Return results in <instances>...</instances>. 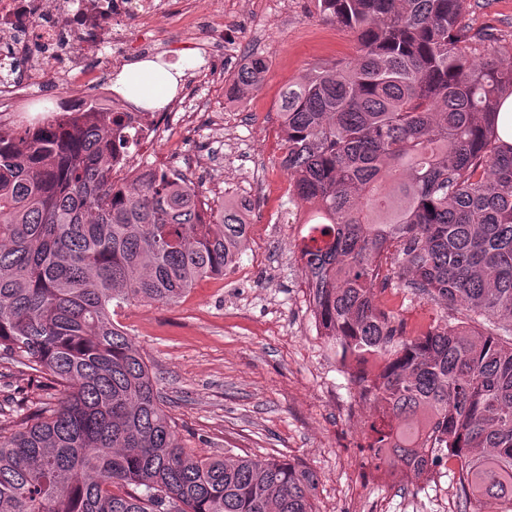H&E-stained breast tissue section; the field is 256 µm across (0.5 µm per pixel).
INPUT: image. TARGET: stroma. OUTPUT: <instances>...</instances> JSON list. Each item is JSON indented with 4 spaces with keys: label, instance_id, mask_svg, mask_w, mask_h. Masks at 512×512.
<instances>
[{
    "label": "stroma",
    "instance_id": "35a3bbf8",
    "mask_svg": "<svg viewBox=\"0 0 512 512\" xmlns=\"http://www.w3.org/2000/svg\"><path fill=\"white\" fill-rule=\"evenodd\" d=\"M236 8L246 20L225 23L223 44L200 42L175 19L145 40L172 62L205 50L236 70L263 56L262 84L242 94L225 90L221 129L204 122L130 148L116 178L130 181L149 163L180 170L209 204L249 202L246 249L231 273L199 280L180 303L133 302L115 320L156 374L187 451L229 449L306 464L319 477L316 512H475L447 471L433 472L423 486L379 479L354 428L367 412L310 305L301 227L293 222L301 206L288 199L281 165V93L312 67L354 58L357 41L324 20L313 0H288L284 10L277 0H236ZM463 21L471 35L491 30L512 40V0H467ZM231 177L241 187L229 193ZM380 298L410 333L458 316L393 283Z\"/></svg>",
    "mask_w": 512,
    "mask_h": 512
}]
</instances>
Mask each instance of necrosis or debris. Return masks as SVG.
Returning <instances> with one entry per match:
<instances>
[{"label": "necrosis or debris", "instance_id": "necrosis-or-debris-1", "mask_svg": "<svg viewBox=\"0 0 512 512\" xmlns=\"http://www.w3.org/2000/svg\"><path fill=\"white\" fill-rule=\"evenodd\" d=\"M130 18L150 30L161 16L153 0H0V46L31 62L29 69L0 77V112L33 98L79 106L68 85L78 78L93 84L110 81L113 60L126 56L133 39L126 25ZM48 60L58 61L57 70L45 71ZM221 80L218 66L201 67L199 76L185 84L167 122L183 128L200 107L223 111V99L203 95Z\"/></svg>", "mask_w": 512, "mask_h": 512}]
</instances>
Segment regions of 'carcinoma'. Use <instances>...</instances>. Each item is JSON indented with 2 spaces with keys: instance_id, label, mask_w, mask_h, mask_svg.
<instances>
[{
  "instance_id": "cac0c4a2",
  "label": "carcinoma",
  "mask_w": 512,
  "mask_h": 512,
  "mask_svg": "<svg viewBox=\"0 0 512 512\" xmlns=\"http://www.w3.org/2000/svg\"><path fill=\"white\" fill-rule=\"evenodd\" d=\"M466 0H315L354 34L352 61L283 93V166L308 208L300 248L323 335L379 414L375 468L443 454L477 512H512V41L475 52ZM254 57L234 90L257 88ZM100 101L79 118L0 129V359L52 401L0 410V512H314L319 478L286 460L196 455L180 444L140 350L112 315L178 303L239 259L236 203L205 207L182 173L114 179L132 137ZM460 306L411 335L381 303L391 278Z\"/></svg>"
}]
</instances>
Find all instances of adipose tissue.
Wrapping results in <instances>:
<instances>
[{
  "label": "adipose tissue",
  "instance_id": "adipose-tissue-1",
  "mask_svg": "<svg viewBox=\"0 0 512 512\" xmlns=\"http://www.w3.org/2000/svg\"><path fill=\"white\" fill-rule=\"evenodd\" d=\"M192 64V59L188 57L175 64L143 59L117 71L112 77V86L137 106L161 110L175 96L180 77Z\"/></svg>",
  "mask_w": 512,
  "mask_h": 512
}]
</instances>
